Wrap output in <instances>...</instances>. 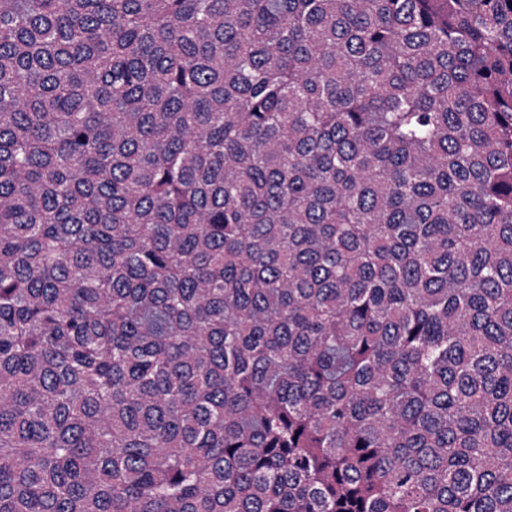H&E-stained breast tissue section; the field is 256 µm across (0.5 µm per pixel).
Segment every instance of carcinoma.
Listing matches in <instances>:
<instances>
[{
    "instance_id": "cac0c4a2",
    "label": "carcinoma",
    "mask_w": 512,
    "mask_h": 512,
    "mask_svg": "<svg viewBox=\"0 0 512 512\" xmlns=\"http://www.w3.org/2000/svg\"><path fill=\"white\" fill-rule=\"evenodd\" d=\"M0 512H512V0H0Z\"/></svg>"
}]
</instances>
